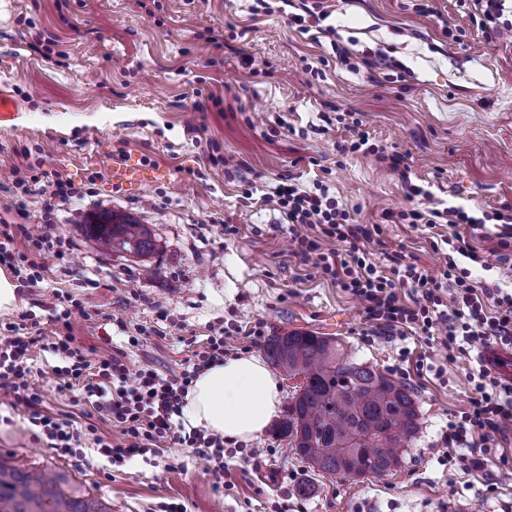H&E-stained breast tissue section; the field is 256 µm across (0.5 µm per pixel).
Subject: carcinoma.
I'll return each instance as SVG.
<instances>
[{
	"instance_id": "carcinoma-1",
	"label": "carcinoma",
	"mask_w": 512,
	"mask_h": 512,
	"mask_svg": "<svg viewBox=\"0 0 512 512\" xmlns=\"http://www.w3.org/2000/svg\"><path fill=\"white\" fill-rule=\"evenodd\" d=\"M108 252L147 254L151 229L133 220L90 224ZM270 362L301 378L276 433L311 469L347 478L382 476L401 465L418 430L412 391L380 370L349 356L330 336L292 331L266 344ZM62 475L48 476L0 459V512H108L95 500L74 496Z\"/></svg>"
}]
</instances>
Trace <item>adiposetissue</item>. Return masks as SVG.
Returning <instances> with one entry per match:
<instances>
[{
  "mask_svg": "<svg viewBox=\"0 0 512 512\" xmlns=\"http://www.w3.org/2000/svg\"><path fill=\"white\" fill-rule=\"evenodd\" d=\"M279 402L278 383L260 358L228 357L196 378L183 415L225 439L248 442L265 432Z\"/></svg>",
  "mask_w": 512,
  "mask_h": 512,
  "instance_id": "adipose-tissue-1",
  "label": "adipose tissue"
}]
</instances>
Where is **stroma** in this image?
<instances>
[{
	"label": "stroma",
	"instance_id": "35a3bbf8",
	"mask_svg": "<svg viewBox=\"0 0 512 512\" xmlns=\"http://www.w3.org/2000/svg\"><path fill=\"white\" fill-rule=\"evenodd\" d=\"M254 14L257 0H0V96L12 105L0 123V171L41 164L71 178L82 195L55 215L68 241L39 295L18 292L0 325L28 315L46 342L56 339L55 294L80 301L73 334L87 359L122 353L134 367L178 373L192 342L213 330L264 323L263 336L236 334V354L264 356L269 337L312 331L341 341L359 361L386 373L401 347L444 365L410 388L419 429L390 474L346 479L299 462L274 429L224 447V482L188 448L165 449L155 464L106 470L94 456H57L30 430L23 405L0 403V457L63 474L78 496L111 512H473L512 504V424L478 470L448 460L444 434L467 402V375L485 347L447 362L423 336L365 341L361 302L311 274L288 227L264 194L292 177L302 189L327 185L351 218L380 225L377 261L402 249L431 277L434 245L447 225L394 224L416 208L400 177L374 158L342 154L337 112L359 113L374 142L407 156L413 183L474 215L512 206V40H485L477 0H339L321 27L303 33L283 0ZM450 25L453 36L442 27ZM344 57H337V50ZM124 160L142 171L136 187L114 183ZM251 198H243L244 183ZM117 214L153 228L149 257L100 249L88 231ZM235 224L225 235L222 222ZM494 222L461 234L488 256L475 279L512 287V252L492 254ZM51 350L33 349L31 376L59 417L80 415L77 390L59 389ZM261 457L250 458L251 448Z\"/></svg>",
	"mask_w": 512,
	"mask_h": 512
}]
</instances>
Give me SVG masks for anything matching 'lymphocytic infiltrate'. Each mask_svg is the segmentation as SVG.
<instances>
[{
    "label": "lymphocytic infiltrate",
    "mask_w": 512,
    "mask_h": 512,
    "mask_svg": "<svg viewBox=\"0 0 512 512\" xmlns=\"http://www.w3.org/2000/svg\"><path fill=\"white\" fill-rule=\"evenodd\" d=\"M361 125V120H353L350 138L338 141V149L374 157L377 163L398 172L408 184L410 196L425 200V207L401 212V223L447 222L452 232L448 238L450 251L442 256V277L431 278L398 251L389 255L387 263L373 261L369 247L380 235V225L354 223L320 181L314 182L309 191L281 182L271 194L288 226L296 255L311 265L316 275L363 303V336L418 333L430 339L436 337L452 356L464 353L467 345L478 339L511 348L512 292L474 282L470 269L461 264L462 259L475 262L479 256L457 227L467 224L478 229L482 219L461 206L438 208L429 190L412 184L411 169L404 157L373 143ZM8 180L15 196L26 195L30 184L40 182L48 196L44 207L47 219L39 233H31L21 224L0 225V262L9 266L20 288L34 293L44 281L47 260L63 256L62 238L51 220L55 205L77 197L79 190L57 172L44 181L39 175L14 167ZM20 237L26 241L27 251L15 250L14 243ZM57 301L52 309L53 321L65 331L53 344L62 360L54 369L58 385L68 390L81 387L94 408L107 412L119 429L115 439L97 440L98 455L111 465L122 466L137 456L158 457L162 449L178 445L206 455L212 463L210 474L215 483H223V436L202 427L186 430L175 422L195 379L223 361L227 353L223 330H216L200 350L194 351L190 368L167 375L148 366L131 368L120 354L86 359L69 332L71 298L62 294ZM490 305L495 308L491 315L486 312ZM39 342V337L23 334L20 323L6 324L0 336V392L25 406L29 423L40 429L55 453L82 457V429L71 419L44 411L41 391L29 379L28 360ZM468 382L471 394L465 409L448 425V445L461 449V463L479 468L486 462L488 449L498 447L503 425L512 422V388L500 385L488 358L480 360Z\"/></svg>",
    "instance_id": "1"
}]
</instances>
